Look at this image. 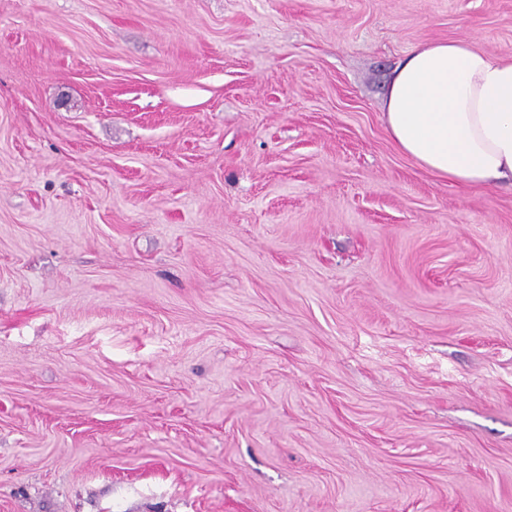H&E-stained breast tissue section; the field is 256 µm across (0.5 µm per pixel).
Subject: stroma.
<instances>
[{"instance_id": "obj_1", "label": "stroma", "mask_w": 512, "mask_h": 512, "mask_svg": "<svg viewBox=\"0 0 512 512\" xmlns=\"http://www.w3.org/2000/svg\"><path fill=\"white\" fill-rule=\"evenodd\" d=\"M512 0H0V512H512V187L389 137Z\"/></svg>"}]
</instances>
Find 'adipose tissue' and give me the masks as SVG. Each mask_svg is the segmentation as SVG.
<instances>
[{"label": "adipose tissue", "instance_id": "adipose-tissue-1", "mask_svg": "<svg viewBox=\"0 0 512 512\" xmlns=\"http://www.w3.org/2000/svg\"><path fill=\"white\" fill-rule=\"evenodd\" d=\"M385 129L421 169L459 186L512 182V60L471 40L413 49L394 70Z\"/></svg>", "mask_w": 512, "mask_h": 512}]
</instances>
